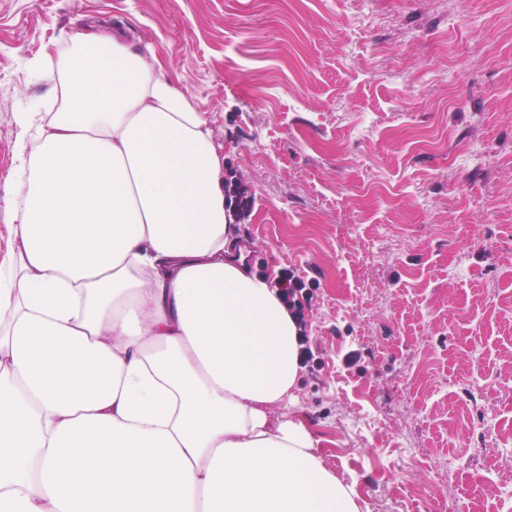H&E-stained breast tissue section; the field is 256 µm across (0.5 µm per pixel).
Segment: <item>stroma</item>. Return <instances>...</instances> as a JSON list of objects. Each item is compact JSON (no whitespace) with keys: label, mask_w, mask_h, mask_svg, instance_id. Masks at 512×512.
<instances>
[{"label":"stroma","mask_w":512,"mask_h":512,"mask_svg":"<svg viewBox=\"0 0 512 512\" xmlns=\"http://www.w3.org/2000/svg\"><path fill=\"white\" fill-rule=\"evenodd\" d=\"M91 25L211 121L249 270L312 293L279 417L363 512H512V0H0V263L28 62Z\"/></svg>","instance_id":"1"}]
</instances>
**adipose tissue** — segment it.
Masks as SVG:
<instances>
[{"label":"adipose tissue","mask_w":512,"mask_h":512,"mask_svg":"<svg viewBox=\"0 0 512 512\" xmlns=\"http://www.w3.org/2000/svg\"><path fill=\"white\" fill-rule=\"evenodd\" d=\"M17 115L0 265V512H361L295 399L298 325L250 274L224 149L154 55L88 27Z\"/></svg>","instance_id":"ef3b65f1"}]
</instances>
